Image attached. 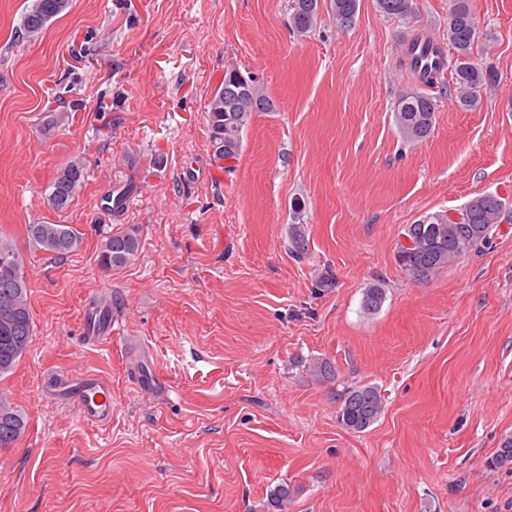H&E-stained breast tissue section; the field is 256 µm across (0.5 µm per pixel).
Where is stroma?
Segmentation results:
<instances>
[{
	"label": "stroma",
	"mask_w": 512,
	"mask_h": 512,
	"mask_svg": "<svg viewBox=\"0 0 512 512\" xmlns=\"http://www.w3.org/2000/svg\"><path fill=\"white\" fill-rule=\"evenodd\" d=\"M288 3L72 0L21 40L25 0H0V244L24 255L34 318L0 378L27 419L0 449V512H273L281 483L288 512H512V471L489 465L512 437V223L427 282L395 257L423 214L512 201V0H470L474 57L496 81L465 109L440 76L418 143L395 122L399 96L422 88L403 41L447 46L451 0H410L403 18L359 0L346 28L319 0L304 36ZM230 67L273 109L219 166L207 101ZM54 112L64 120L43 135ZM76 156L84 183L53 210L49 185ZM119 191L123 209L103 210ZM295 222L308 227L301 260ZM37 223L73 225L80 249H29ZM131 228L137 256L102 266L104 241ZM326 269L333 287L316 288ZM376 280L386 299L368 314ZM98 299L112 337L92 345L82 317ZM318 357L335 381L308 375ZM87 372L112 385L107 424L43 387ZM362 384L387 407L354 433L341 395Z\"/></svg>",
	"instance_id": "35a3bbf8"
}]
</instances>
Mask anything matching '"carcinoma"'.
<instances>
[{"instance_id": "cac0c4a2", "label": "carcinoma", "mask_w": 512, "mask_h": 512, "mask_svg": "<svg viewBox=\"0 0 512 512\" xmlns=\"http://www.w3.org/2000/svg\"><path fill=\"white\" fill-rule=\"evenodd\" d=\"M21 16V38H36L55 18L64 15L72 0H26ZM379 11L387 16L405 17L409 12V0H376ZM359 0H332V11L341 25L347 26L350 17L356 15ZM319 16L318 0H290L288 24L293 32L306 35L316 28ZM478 31L469 0H453L448 22V45L454 52V84L459 104L465 109L476 106L481 92L494 83L495 75L473 59V45ZM245 82L247 93L238 101L234 110L226 111L224 90L213 93L207 104L209 138L214 162L238 158L243 146V133L256 112L269 111L273 104L255 85V81L235 69L224 72V86L233 87ZM436 104L423 93L402 94L395 107L397 126L403 138L409 142L427 139L433 128ZM87 174L86 162L75 157L67 162L50 184L48 202L55 210L67 208L73 201ZM462 222L454 225L456 231L448 232V219L441 212L423 215L412 224L404 226V233L414 242L428 240L438 234L444 240L439 251H429L420 246L416 251L396 255L401 269L418 281H430L448 266L475 250L489 244L493 228L512 221V207L495 195L473 198L460 208ZM30 248L55 258L76 251L82 242L79 231L70 224H28L25 227ZM291 249L296 256L306 251V225L290 227ZM140 248L136 231L128 229L111 235L103 244L100 262L106 268L121 267L135 257ZM9 283L8 299L0 300V377L15 370L28 351L32 338L33 314L24 276V257L10 246L0 245V286ZM386 296L384 282L377 280L363 293L362 306L369 314L376 313ZM309 374L317 381H331L336 368L324 358H314L307 366ZM339 422L347 430L361 433L378 421L385 410L386 398L381 388L371 385L350 387L341 396ZM26 418L16 410L6 395H0V448L13 447L23 436ZM496 469H512V438L502 441L491 460ZM293 494L286 484H280L270 494L273 512H288Z\"/></svg>"}]
</instances>
